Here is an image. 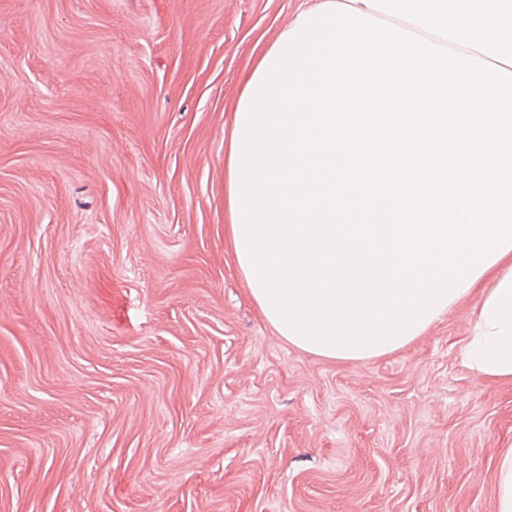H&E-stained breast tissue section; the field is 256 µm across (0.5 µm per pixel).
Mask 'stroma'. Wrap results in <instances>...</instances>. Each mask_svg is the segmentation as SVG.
Wrapping results in <instances>:
<instances>
[{"label":"stroma","instance_id":"obj_1","mask_svg":"<svg viewBox=\"0 0 512 512\" xmlns=\"http://www.w3.org/2000/svg\"><path fill=\"white\" fill-rule=\"evenodd\" d=\"M303 0H0V512H493L512 382L461 362L486 270L359 363L240 276L224 144Z\"/></svg>","mask_w":512,"mask_h":512}]
</instances>
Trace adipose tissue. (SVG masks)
<instances>
[{
  "instance_id": "ef3b65f1",
  "label": "adipose tissue",
  "mask_w": 512,
  "mask_h": 512,
  "mask_svg": "<svg viewBox=\"0 0 512 512\" xmlns=\"http://www.w3.org/2000/svg\"><path fill=\"white\" fill-rule=\"evenodd\" d=\"M462 359L479 378L512 381V271L483 296Z\"/></svg>"
}]
</instances>
